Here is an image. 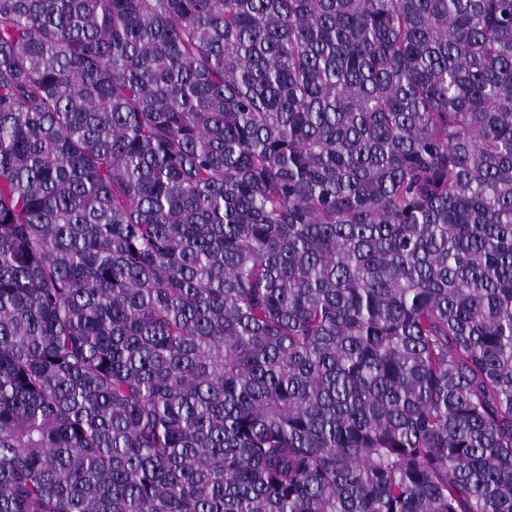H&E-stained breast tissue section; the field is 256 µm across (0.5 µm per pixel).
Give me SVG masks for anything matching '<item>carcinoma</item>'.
Here are the masks:
<instances>
[{
  "label": "carcinoma",
  "instance_id": "carcinoma-1",
  "mask_svg": "<svg viewBox=\"0 0 512 512\" xmlns=\"http://www.w3.org/2000/svg\"><path fill=\"white\" fill-rule=\"evenodd\" d=\"M0 512H512V0H0Z\"/></svg>",
  "mask_w": 512,
  "mask_h": 512
}]
</instances>
